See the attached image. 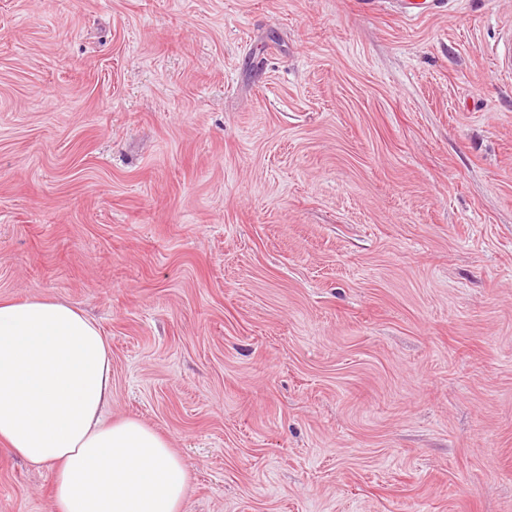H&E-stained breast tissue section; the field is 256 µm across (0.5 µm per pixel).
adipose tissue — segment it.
I'll return each mask as SVG.
<instances>
[{"label":"adipose tissue","instance_id":"ef3b65f1","mask_svg":"<svg viewBox=\"0 0 512 512\" xmlns=\"http://www.w3.org/2000/svg\"><path fill=\"white\" fill-rule=\"evenodd\" d=\"M111 398L109 344L81 310L0 300V446L54 465L58 512H181L183 458L141 420L105 418Z\"/></svg>","mask_w":512,"mask_h":512}]
</instances>
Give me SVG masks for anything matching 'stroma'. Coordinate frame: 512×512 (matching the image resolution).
<instances>
[{
  "label": "stroma",
  "mask_w": 512,
  "mask_h": 512,
  "mask_svg": "<svg viewBox=\"0 0 512 512\" xmlns=\"http://www.w3.org/2000/svg\"><path fill=\"white\" fill-rule=\"evenodd\" d=\"M512 0H0V297L112 351L182 512H512ZM0 447V512H54Z\"/></svg>",
  "instance_id": "stroma-1"
}]
</instances>
